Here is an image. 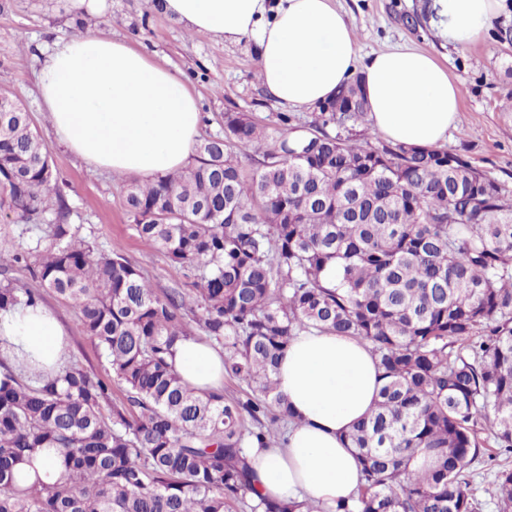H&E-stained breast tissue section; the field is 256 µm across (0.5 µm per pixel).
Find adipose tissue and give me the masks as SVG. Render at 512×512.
Listing matches in <instances>:
<instances>
[{"label":"adipose tissue","instance_id":"obj_1","mask_svg":"<svg viewBox=\"0 0 512 512\" xmlns=\"http://www.w3.org/2000/svg\"><path fill=\"white\" fill-rule=\"evenodd\" d=\"M451 44L479 42L502 0H437ZM186 29L230 42L255 39L262 86L275 103L307 108L334 97L361 72L374 133L399 144L437 146L461 112V88L430 55L398 47L357 59L353 29L332 0H165ZM37 82L56 141L89 168L152 178L195 162L202 114L185 80L128 43L76 36L54 41ZM0 337L16 357L47 369L66 357L54 312L37 303L0 311ZM173 365L189 386L221 390L224 352L196 338L180 340ZM299 422L285 445L253 448L248 461L257 490L285 506H323L354 494L360 465L345 436L368 415L382 385L367 346L349 336L300 333L275 375Z\"/></svg>","mask_w":512,"mask_h":512}]
</instances>
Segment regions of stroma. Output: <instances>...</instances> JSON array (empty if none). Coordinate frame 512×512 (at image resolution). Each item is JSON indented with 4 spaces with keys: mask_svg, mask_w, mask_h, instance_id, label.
<instances>
[{
    "mask_svg": "<svg viewBox=\"0 0 512 512\" xmlns=\"http://www.w3.org/2000/svg\"><path fill=\"white\" fill-rule=\"evenodd\" d=\"M158 0H107L100 13L72 10L69 0H0V89L28 109L47 144L63 197L73 209L71 221L87 241L120 251L139 265L156 294L193 293L194 279L170 263L165 251L138 237L125 203L127 176L92 171L59 145L39 106L37 72L44 51L56 40L92 35L127 42L152 62L183 75L197 97L203 122L201 138L224 132V115L247 113L267 133L280 128L287 113L291 125L308 121L307 109H284L265 94L254 40L228 42L210 34H192L157 7ZM352 27L359 57L396 45L432 54L462 89L460 122L443 148L469 160L489 178L512 190V45L500 29L512 26V0L486 37L460 47L450 44L436 12V0H335ZM10 278L38 292L52 308L69 338V356L90 372L109 376L108 363L78 329L81 313L71 301L46 290L30 269L15 267Z\"/></svg>",
    "mask_w": 512,
    "mask_h": 512,
    "instance_id": "obj_1",
    "label": "stroma"
}]
</instances>
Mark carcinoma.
<instances>
[{
  "mask_svg": "<svg viewBox=\"0 0 512 512\" xmlns=\"http://www.w3.org/2000/svg\"><path fill=\"white\" fill-rule=\"evenodd\" d=\"M332 102L300 143L286 114L274 138L226 112L196 164L127 185L138 236L197 276L188 298L157 295L139 266L90 245L29 113L0 111V213L51 227L47 244L0 238V310L39 301L5 276L33 268L79 306L112 370L67 361L26 376L0 338V512H274L246 448L284 441L274 374L310 329L365 342L383 385L346 435L364 484L306 512H480L470 468L512 455V203L457 154L373 134L360 76ZM192 323L224 349L241 397L202 394L169 362ZM116 386L128 405L111 404ZM40 455L60 476L21 484ZM493 486L512 512L511 465L495 464Z\"/></svg>",
  "mask_w": 512,
  "mask_h": 512,
  "instance_id": "obj_1",
  "label": "carcinoma"
}]
</instances>
